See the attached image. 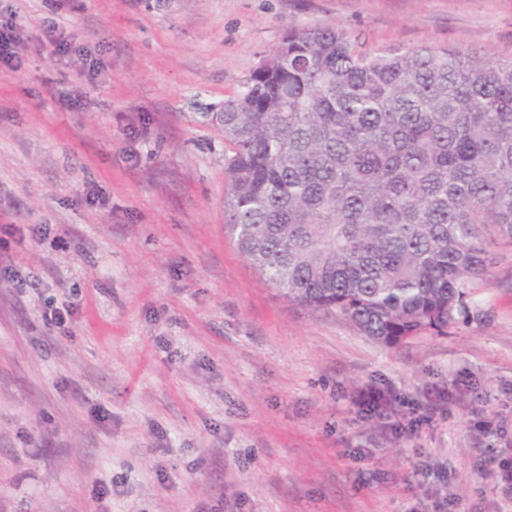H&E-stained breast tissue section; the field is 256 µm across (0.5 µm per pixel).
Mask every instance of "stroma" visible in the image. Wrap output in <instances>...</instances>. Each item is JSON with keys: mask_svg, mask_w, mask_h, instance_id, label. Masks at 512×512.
<instances>
[{"mask_svg": "<svg viewBox=\"0 0 512 512\" xmlns=\"http://www.w3.org/2000/svg\"><path fill=\"white\" fill-rule=\"evenodd\" d=\"M0 22V512H502L512 246L447 335L377 343L225 233L216 114L289 28L507 59L512 0H0ZM19 37L12 24H0V66L3 64L11 71L19 68L17 46ZM16 61V64L13 62Z\"/></svg>", "mask_w": 512, "mask_h": 512, "instance_id": "35a3bbf8", "label": "stroma"}]
</instances>
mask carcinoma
I'll return each mask as SVG.
<instances>
[{
    "label": "carcinoma",
    "instance_id": "obj_1",
    "mask_svg": "<svg viewBox=\"0 0 512 512\" xmlns=\"http://www.w3.org/2000/svg\"><path fill=\"white\" fill-rule=\"evenodd\" d=\"M221 116L229 237L378 343L447 335L512 244V58L292 28Z\"/></svg>",
    "mask_w": 512,
    "mask_h": 512
}]
</instances>
